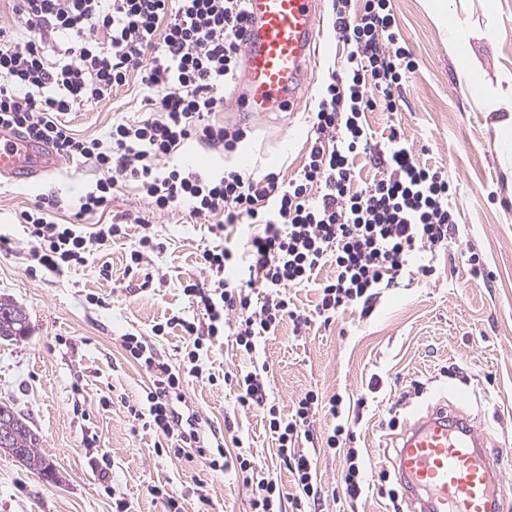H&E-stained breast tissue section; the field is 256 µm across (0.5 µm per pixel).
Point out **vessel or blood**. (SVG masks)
<instances>
[{
	"label": "vessel or blood",
	"instance_id": "1",
	"mask_svg": "<svg viewBox=\"0 0 512 512\" xmlns=\"http://www.w3.org/2000/svg\"><path fill=\"white\" fill-rule=\"evenodd\" d=\"M242 106L258 115L292 109L308 81V62L322 31L319 0H249ZM50 148L0 126V176L28 180L53 174ZM488 433L458 412L436 411L403 434L398 475L418 512H511Z\"/></svg>",
	"mask_w": 512,
	"mask_h": 512
}]
</instances>
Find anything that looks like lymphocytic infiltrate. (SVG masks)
<instances>
[{"label":"lymphocytic infiltrate","mask_w":512,"mask_h":512,"mask_svg":"<svg viewBox=\"0 0 512 512\" xmlns=\"http://www.w3.org/2000/svg\"><path fill=\"white\" fill-rule=\"evenodd\" d=\"M15 24L0 25V125L52 148L69 160L92 161L104 177L79 200L71 224L47 220L58 206L45 198L23 220L36 244L30 255L48 270L83 263L92 246L124 237L123 224H99L84 232L85 216L108 210L112 191L131 181L152 208L171 212L188 205L195 223L208 225L223 245L203 250L205 282H186L183 293L202 308L204 323L172 316L154 335L180 328L185 354L179 365L160 360L154 347L128 333L121 346L151 376L143 405L132 408L158 435L156 449L180 458L188 448L215 471L235 470L252 493L253 512H282V488L257 478L255 462L223 446L198 447V418L179 411L188 378H202V355L232 337L247 360L235 374L237 402L261 410L297 489L293 512H314L320 500L313 460L295 445L319 409L337 424L326 437L345 450V494L365 490V464L344 424L342 396L322 399L307 391L291 413L271 400L256 354L284 319L305 320L288 307L285 291L316 284L318 316L331 320L354 308L369 316L381 291L405 277H430L437 250L447 246L456 214L445 166L419 162L400 132L376 141L367 112L397 109L394 88L417 62L406 48L389 0H333L336 40L347 46L341 73L326 85L313 115L305 161L292 178L270 171L237 170L208 178L173 156L190 139L225 151L236 149L243 130L209 123L224 106V88L238 77L248 0H8ZM139 75L146 118L113 123L107 140L78 136L66 113L99 105L131 75ZM365 156L383 175L355 188V161ZM333 274L317 276L324 266Z\"/></svg>","instance_id":"obj_1"}]
</instances>
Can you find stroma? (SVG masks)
Here are the masks:
<instances>
[{
	"instance_id": "obj_1",
	"label": "stroma",
	"mask_w": 512,
	"mask_h": 512,
	"mask_svg": "<svg viewBox=\"0 0 512 512\" xmlns=\"http://www.w3.org/2000/svg\"><path fill=\"white\" fill-rule=\"evenodd\" d=\"M401 34L418 68L396 90L398 110L367 113L376 137L398 129L412 142L419 161L448 170L458 226L439 251L433 276L385 289L367 317L346 311L331 322L315 312V287L287 289L291 307L308 317L307 327L285 320L261 352L263 378L283 412L307 390L361 402L350 422L353 445L367 464L368 493L350 502L344 493L342 454L298 440L312 457L321 483L320 512H392L383 490L393 480L379 476L380 462L395 460L394 440L433 410L453 406L495 445L512 449V162L498 151L495 114L471 94L479 80L488 96L512 91V0H455L457 28L441 26L429 0H390ZM323 33L311 58L309 89L292 110L257 115L240 108L239 83L224 89V109L213 122L243 129L245 140L229 154L194 140L177 160L209 176L230 167L291 176L310 147L312 114L329 71L346 52L332 31V0H321ZM468 43L474 76L451 49L455 36ZM139 79L114 91L102 104L66 114L75 133L107 138L114 120L144 118ZM100 177L92 161L62 160L52 175L34 181L0 179V297L25 310L26 339L0 343V402L13 404L40 437L38 451L55 480L42 479L0 455V512H167L165 492H175L184 512H251L249 492L233 472L209 469L205 460L176 459L154 451L157 435L130 414L145 400L149 374L128 359L120 338L133 333L153 344L161 360L176 365L185 343L179 330L153 333L156 324L180 315L202 317L181 288L203 281L201 252L216 243L207 226L194 223L187 207L154 211L135 184H120L105 213L85 225L109 224L118 216L144 217L160 249L148 256L151 280L125 271L141 229L128 225L126 238L94 247L84 263L58 271H30L35 244L21 214L44 195L61 200L49 218L72 221L75 207ZM478 253L483 276L470 272ZM202 362L215 382L190 380L186 406L200 422L201 444L234 432L263 475L277 478L292 512L294 487L267 423L257 410L236 402L225 375L245 359L232 339L214 345Z\"/></svg>"
}]
</instances>
